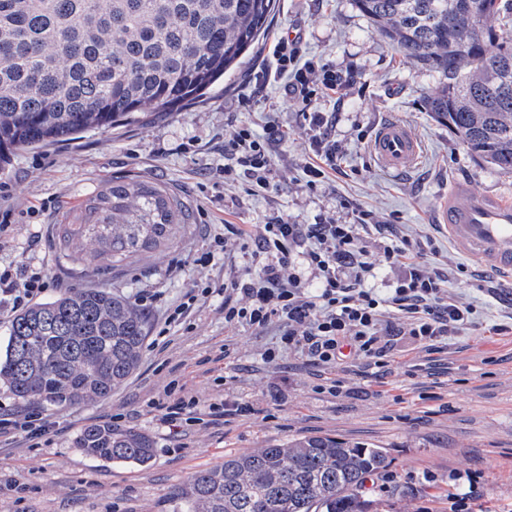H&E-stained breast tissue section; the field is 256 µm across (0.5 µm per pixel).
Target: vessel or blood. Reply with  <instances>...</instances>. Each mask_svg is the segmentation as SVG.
Instances as JSON below:
<instances>
[{
    "mask_svg": "<svg viewBox=\"0 0 512 512\" xmlns=\"http://www.w3.org/2000/svg\"><path fill=\"white\" fill-rule=\"evenodd\" d=\"M369 149L380 168L403 173L418 161L422 144L408 125L390 119L376 128ZM434 221L447 231L457 253L489 264L512 283V198L456 181L439 199Z\"/></svg>",
    "mask_w": 512,
    "mask_h": 512,
    "instance_id": "1",
    "label": "vessel or blood"
}]
</instances>
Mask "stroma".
<instances>
[{"label":"stroma","instance_id":"35a3bbf8","mask_svg":"<svg viewBox=\"0 0 512 512\" xmlns=\"http://www.w3.org/2000/svg\"><path fill=\"white\" fill-rule=\"evenodd\" d=\"M287 33L300 35L304 59L352 76L348 87L314 102L317 110L336 113L340 151L328 183L313 190L301 183L310 155L300 105L287 99L282 83L254 88V72ZM439 82L438 73L400 57L354 0H277L268 35L236 73L188 109L147 112L105 132L19 150L0 165V182L12 187L0 208L11 210L16 224L0 239V264L47 258L49 296L106 288L134 298L155 288L162 296L148 314L156 330L165 309L186 293L215 289L165 336L147 338L138 369L111 397L52 409L59 431L50 445L32 448L21 438L0 443V512H177L180 488L225 456L326 434L386 452L398 480L375 495L379 512H447L456 493L468 494L475 512H512V331L491 330L512 314V294L488 267L457 255L433 222L453 179L479 192H512V173L470 155L430 118L425 100ZM271 115L290 132L276 158L277 187L255 192L244 177L225 184V131L244 125L262 133ZM389 118L406 123L423 145L418 163L398 175L379 168L369 152L376 127ZM123 174L166 185L186 204L189 226L171 248L130 265L96 272L73 266L56 246L58 224L87 194ZM355 205L402 234L434 240L438 252L430 261L447 274L449 294L474 305L472 326L433 354L408 337H393L381 369L353 355L333 369L294 354L266 363L274 331H228L216 293L225 260L240 261L241 252L199 263L208 236L226 222L311 224L326 214L347 221ZM174 378L202 404L229 395L252 403L254 412L206 415L186 435L172 436L146 403ZM327 378L339 381V393L319 392ZM119 412L123 427L152 437L147 465L105 461L74 448L81 429L109 423Z\"/></svg>","mask_w":512,"mask_h":512}]
</instances>
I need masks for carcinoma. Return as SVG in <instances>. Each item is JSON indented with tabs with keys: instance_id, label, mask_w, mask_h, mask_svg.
<instances>
[{
	"instance_id": "obj_1",
	"label": "carcinoma",
	"mask_w": 512,
	"mask_h": 512,
	"mask_svg": "<svg viewBox=\"0 0 512 512\" xmlns=\"http://www.w3.org/2000/svg\"><path fill=\"white\" fill-rule=\"evenodd\" d=\"M405 58L438 72L426 110L468 152L512 173V0H354ZM470 3V46L456 3ZM276 0H0V164L107 130L144 112H179L224 78L269 31ZM164 185L114 176L86 198L58 245L83 269L120 266L170 245L188 225ZM150 319L106 288L68 290L15 315L0 345V384L46 408L104 400L139 366ZM86 454L146 464L150 436L91 424ZM379 448L311 435L224 457L181 488L178 512H373L367 478Z\"/></svg>"
}]
</instances>
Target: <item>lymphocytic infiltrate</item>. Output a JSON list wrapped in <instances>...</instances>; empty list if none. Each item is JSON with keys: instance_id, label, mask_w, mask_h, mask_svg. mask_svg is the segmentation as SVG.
<instances>
[{"instance_id": "obj_1", "label": "lymphocytic infiltrate", "mask_w": 512, "mask_h": 512, "mask_svg": "<svg viewBox=\"0 0 512 512\" xmlns=\"http://www.w3.org/2000/svg\"><path fill=\"white\" fill-rule=\"evenodd\" d=\"M273 57L276 74L288 79L286 95L304 108L314 159L305 164L303 175L306 186L313 187L335 169L339 147L332 138V113L314 110L312 97L335 92L344 79L313 62H300L295 38H279ZM287 139V130L275 123L262 137L245 126L225 134L224 154L230 160L225 174L245 176L265 191L273 188L275 151ZM352 213L351 224L337 223L330 215L313 224L281 220L256 231L228 224L208 241L212 252L237 244L247 258L241 270L230 271L224 280V325L254 331L277 328L278 342L263 354L268 363L291 352L333 368L350 351L378 367L391 337H411L434 352L471 325L472 307L449 296L448 280L426 262L423 242L399 234L395 225L371 211L356 206ZM369 229L377 234L371 246L362 237ZM381 267L402 271L383 293L370 285ZM47 278L41 264L0 271V322L37 302ZM148 406L177 434L197 423L201 408L199 399L176 379ZM55 433L54 422L40 410L0 412V438L20 436L36 448L50 444Z\"/></svg>"}]
</instances>
